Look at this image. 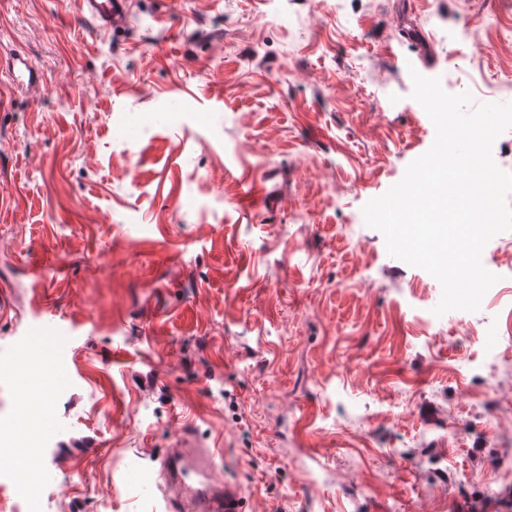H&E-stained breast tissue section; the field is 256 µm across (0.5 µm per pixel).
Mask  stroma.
<instances>
[{
  "instance_id": "obj_1",
  "label": "stroma",
  "mask_w": 512,
  "mask_h": 512,
  "mask_svg": "<svg viewBox=\"0 0 512 512\" xmlns=\"http://www.w3.org/2000/svg\"><path fill=\"white\" fill-rule=\"evenodd\" d=\"M0 47V512L21 452L44 512H171L187 425L242 512H512V231L438 316L362 214L434 142L411 71L512 87L507 0H0ZM77 10L91 20L97 29H114L125 25L129 0H75Z\"/></svg>"
}]
</instances>
